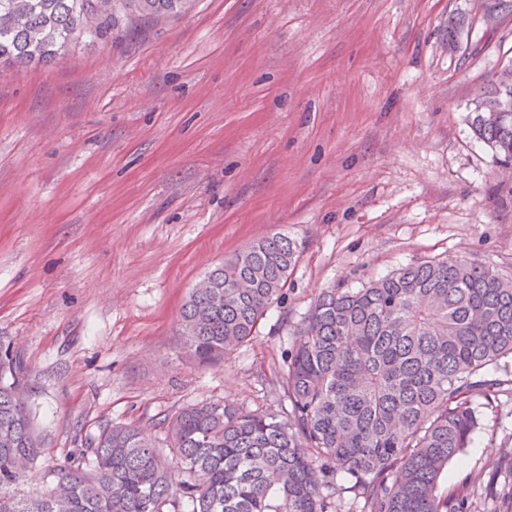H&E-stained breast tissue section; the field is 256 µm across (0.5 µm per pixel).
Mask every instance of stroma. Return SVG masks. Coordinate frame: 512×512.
Returning <instances> with one entry per match:
<instances>
[{
    "instance_id": "1",
    "label": "stroma",
    "mask_w": 512,
    "mask_h": 512,
    "mask_svg": "<svg viewBox=\"0 0 512 512\" xmlns=\"http://www.w3.org/2000/svg\"><path fill=\"white\" fill-rule=\"evenodd\" d=\"M508 70L512 12L485 0H196L0 69V344L32 372L34 474L106 423L158 436L188 404L277 408L259 374L322 289L445 257L512 275V176L466 122ZM276 233L304 244L283 302L196 365L191 289ZM497 376L440 482L468 512L512 507L511 359Z\"/></svg>"
}]
</instances>
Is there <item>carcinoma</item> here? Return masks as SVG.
<instances>
[{"label":"carcinoma","mask_w":512,"mask_h":512,"mask_svg":"<svg viewBox=\"0 0 512 512\" xmlns=\"http://www.w3.org/2000/svg\"><path fill=\"white\" fill-rule=\"evenodd\" d=\"M188 0H0V66L59 57L122 22L162 23ZM474 140L512 164V72L469 111ZM302 245L259 239L207 272L181 315L186 352L224 360L250 341L286 295ZM281 352L279 409L189 404L142 428L105 424L47 471V490L20 493L45 448L23 355L0 346V512H341L337 478L360 512H465L439 491L448 463L479 427L474 399L501 392L512 358V278L462 260L409 264L360 288L318 296Z\"/></svg>","instance_id":"obj_1"}]
</instances>
